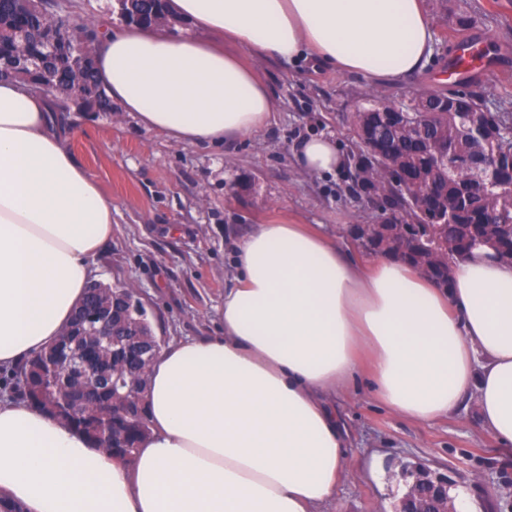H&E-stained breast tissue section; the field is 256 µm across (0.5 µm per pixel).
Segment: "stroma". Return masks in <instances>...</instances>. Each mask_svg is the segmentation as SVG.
<instances>
[{"label": "stroma", "instance_id": "1", "mask_svg": "<svg viewBox=\"0 0 512 512\" xmlns=\"http://www.w3.org/2000/svg\"><path fill=\"white\" fill-rule=\"evenodd\" d=\"M462 16L471 20L464 33ZM431 21L451 40H483L497 67L473 76L472 87L488 104L512 108V0H448L447 17ZM450 53L436 47L421 74L393 85L304 61L266 62L260 73L276 118L224 146L177 145L105 112L78 113L69 147L112 199V239L95 259L103 281L133 284L163 341L222 335L234 237L281 214L331 240L343 238L347 225L378 221L374 205L349 194L347 171H299L296 143L325 133L346 154L357 153L347 115L372 93L398 102L454 90L437 76ZM336 410L357 475L339 487L329 512H396L420 472L446 478L452 499L468 501L472 512H512V447L482 433L473 405L432 424L401 418L363 394L337 397Z\"/></svg>", "mask_w": 512, "mask_h": 512}]
</instances>
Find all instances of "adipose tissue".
Listing matches in <instances>:
<instances>
[{
    "label": "adipose tissue",
    "mask_w": 512,
    "mask_h": 512,
    "mask_svg": "<svg viewBox=\"0 0 512 512\" xmlns=\"http://www.w3.org/2000/svg\"><path fill=\"white\" fill-rule=\"evenodd\" d=\"M215 33L169 37L97 20V79L120 118L179 145L261 132L277 105L260 63L311 61L397 83L421 73L422 0H170ZM59 99L0 78V368L53 343L112 239V200L68 147ZM296 166L343 169L334 136ZM220 336L161 345L150 433L124 463L21 397L0 395V496L25 512H325L352 478L333 397L367 374L394 414L431 424L474 402L512 446V262L485 247L442 287L393 257L363 258L279 216L237 237Z\"/></svg>",
    "instance_id": "1"
}]
</instances>
